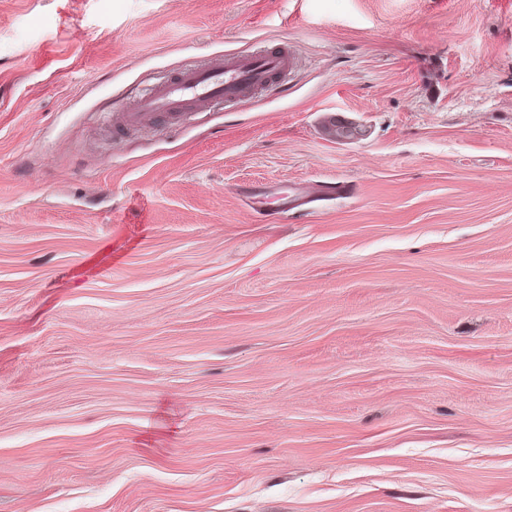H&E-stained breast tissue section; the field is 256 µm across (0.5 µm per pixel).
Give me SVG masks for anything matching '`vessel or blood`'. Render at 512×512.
I'll list each match as a JSON object with an SVG mask.
<instances>
[{"instance_id":"vessel-or-blood-1","label":"vessel or blood","mask_w":512,"mask_h":512,"mask_svg":"<svg viewBox=\"0 0 512 512\" xmlns=\"http://www.w3.org/2000/svg\"><path fill=\"white\" fill-rule=\"evenodd\" d=\"M294 67L293 54L286 49L236 52L207 65L191 64L121 107L118 122L127 130L157 118L177 125L219 104L238 106L255 92L287 81Z\"/></svg>"}]
</instances>
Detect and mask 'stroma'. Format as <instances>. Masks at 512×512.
Wrapping results in <instances>:
<instances>
[{
	"label": "stroma",
	"mask_w": 512,
	"mask_h": 512,
	"mask_svg": "<svg viewBox=\"0 0 512 512\" xmlns=\"http://www.w3.org/2000/svg\"><path fill=\"white\" fill-rule=\"evenodd\" d=\"M0 512H512V0H0ZM294 67L289 49L236 52L211 64L187 65L133 103L121 107L117 111L119 126L136 130L155 118H165L177 125L217 104L241 105L256 91L287 81Z\"/></svg>",
	"instance_id": "1"
}]
</instances>
